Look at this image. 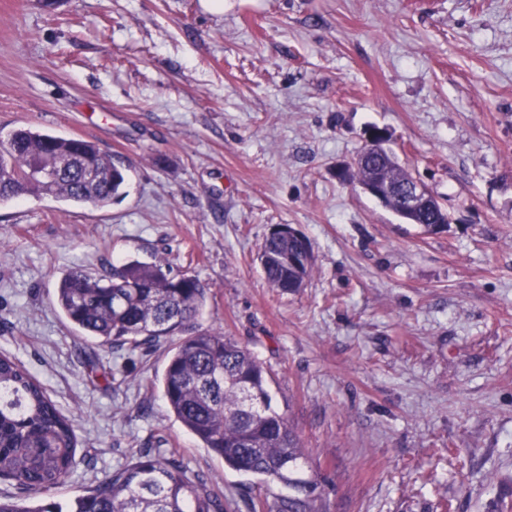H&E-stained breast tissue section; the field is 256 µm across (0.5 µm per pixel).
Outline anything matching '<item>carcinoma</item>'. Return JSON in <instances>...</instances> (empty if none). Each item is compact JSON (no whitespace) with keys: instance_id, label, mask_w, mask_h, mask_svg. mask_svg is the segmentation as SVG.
I'll list each match as a JSON object with an SVG mask.
<instances>
[{"instance_id":"obj_1","label":"carcinoma","mask_w":512,"mask_h":512,"mask_svg":"<svg viewBox=\"0 0 512 512\" xmlns=\"http://www.w3.org/2000/svg\"><path fill=\"white\" fill-rule=\"evenodd\" d=\"M371 166L385 177L407 175L389 149L372 151ZM51 163L48 177L35 170ZM126 183L122 169L91 141L12 130L0 148V196L35 194L57 201L104 206ZM307 238L269 235L260 265L283 293L304 287L312 271ZM206 300L198 279L171 274L162 261H131L92 276L76 268L59 282L55 304L73 329L103 346L135 350L170 341L160 383L169 411L224 466L259 480L258 494L224 497L175 460L141 451L112 476L67 505L51 499L73 473L76 437L37 377L20 361L0 355V480L41 494L32 507L0 495V512H323L322 481L302 476L305 449L288 417L272 406L268 371L248 348L217 330L197 328ZM282 485L290 493H275Z\"/></svg>"}]
</instances>
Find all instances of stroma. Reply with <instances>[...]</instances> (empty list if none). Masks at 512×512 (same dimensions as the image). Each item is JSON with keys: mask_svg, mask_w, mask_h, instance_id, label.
<instances>
[{"mask_svg": "<svg viewBox=\"0 0 512 512\" xmlns=\"http://www.w3.org/2000/svg\"><path fill=\"white\" fill-rule=\"evenodd\" d=\"M29 125L127 171L105 206L0 201V353L77 435L67 501L139 450L230 497L168 411V342L75 337L73 267L168 261L197 319L270 369L328 512H512V0H0V141ZM427 184L426 232L336 177L369 129ZM309 240L304 288H270L272 225Z\"/></svg>", "mask_w": 512, "mask_h": 512, "instance_id": "35a3bbf8", "label": "stroma"}]
</instances>
